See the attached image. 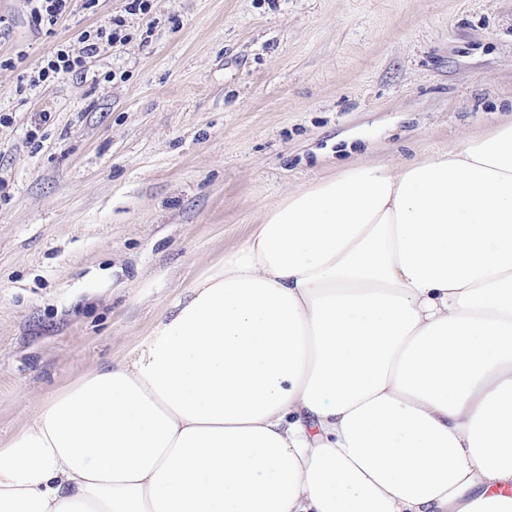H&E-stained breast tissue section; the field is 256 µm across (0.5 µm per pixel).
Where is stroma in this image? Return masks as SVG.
Wrapping results in <instances>:
<instances>
[{"label":"stroma","mask_w":512,"mask_h":512,"mask_svg":"<svg viewBox=\"0 0 512 512\" xmlns=\"http://www.w3.org/2000/svg\"><path fill=\"white\" fill-rule=\"evenodd\" d=\"M124 8L100 0L96 17L74 10L48 36L24 0H0L11 22L0 111L13 117L0 127L1 443L50 396L123 359L289 194L512 124V0ZM118 15L125 46L16 94L57 40Z\"/></svg>","instance_id":"35a3bbf8"}]
</instances>
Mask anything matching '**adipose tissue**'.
<instances>
[{
	"label": "adipose tissue",
	"instance_id": "adipose-tissue-1",
	"mask_svg": "<svg viewBox=\"0 0 512 512\" xmlns=\"http://www.w3.org/2000/svg\"><path fill=\"white\" fill-rule=\"evenodd\" d=\"M0 512H512V125L269 208L0 445Z\"/></svg>",
	"mask_w": 512,
	"mask_h": 512
}]
</instances>
